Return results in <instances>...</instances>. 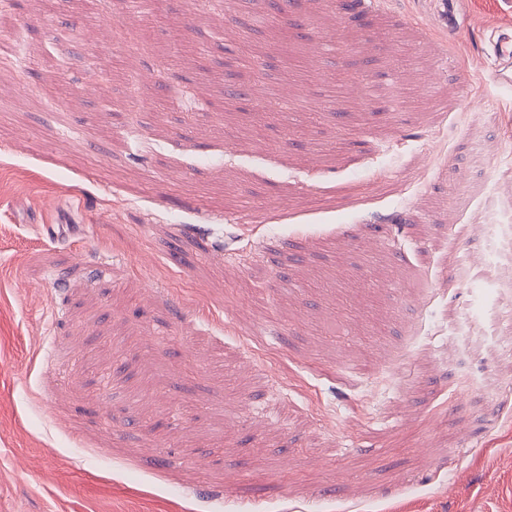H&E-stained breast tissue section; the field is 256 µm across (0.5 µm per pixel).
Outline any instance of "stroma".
Instances as JSON below:
<instances>
[{"label":"stroma","instance_id":"obj_1","mask_svg":"<svg viewBox=\"0 0 512 512\" xmlns=\"http://www.w3.org/2000/svg\"><path fill=\"white\" fill-rule=\"evenodd\" d=\"M280 6L0 0V512H512V336L473 397L442 329L512 307L449 180L495 113L512 209V0ZM485 63L488 73L496 83L512 89V34L500 29L490 32Z\"/></svg>","mask_w":512,"mask_h":512}]
</instances>
